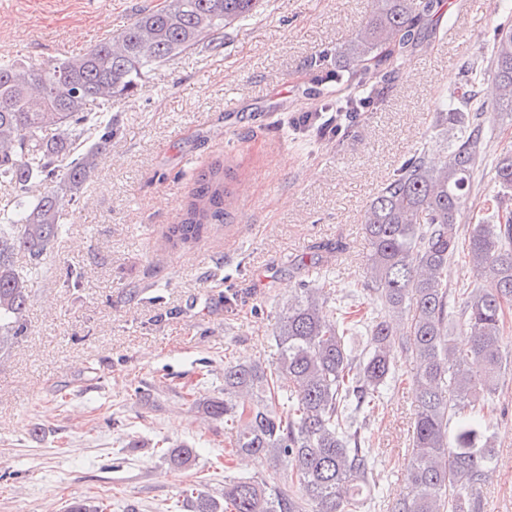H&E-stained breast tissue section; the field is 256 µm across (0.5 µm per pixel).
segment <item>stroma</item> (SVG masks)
I'll list each match as a JSON object with an SVG mask.
<instances>
[{"instance_id":"obj_1","label":"stroma","mask_w":512,"mask_h":512,"mask_svg":"<svg viewBox=\"0 0 512 512\" xmlns=\"http://www.w3.org/2000/svg\"><path fill=\"white\" fill-rule=\"evenodd\" d=\"M500 0H446L425 53L401 65L380 108L349 137L293 129L318 109L310 64L343 49L372 0H261L223 46L180 55L134 97L116 101L109 164H96L68 231L31 276L28 332L0 353V512H188L185 489L223 499L239 476L223 421L196 402L223 395L224 367L277 358L280 312L326 248L325 284L356 295L367 252L366 205L433 130L463 64L488 55ZM164 0H0V59L44 62L85 53ZM223 160L230 215L192 246L165 239L197 176ZM342 253H335L336 245ZM372 421L379 496L408 492L414 365ZM489 418L497 462L483 512H512V369ZM196 450L171 468L162 444Z\"/></svg>"}]
</instances>
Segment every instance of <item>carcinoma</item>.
<instances>
[{"label": "carcinoma", "instance_id": "1", "mask_svg": "<svg viewBox=\"0 0 512 512\" xmlns=\"http://www.w3.org/2000/svg\"><path fill=\"white\" fill-rule=\"evenodd\" d=\"M259 0H164L86 53L39 64L0 60V183L15 206L0 218V350L26 335L28 274L14 255L40 267L65 231V207L89 178L96 151L112 145V102L135 95L148 76L214 33L240 25ZM365 25L341 56L375 66L336 74L359 95L345 111L374 112L399 63L424 47V29L443 0H372ZM487 62L462 68L459 85L436 113L447 134L437 157L423 144L372 197L364 216L368 245L367 301L359 318L350 305L326 311L330 294L307 281L282 314L275 365L224 366V396L199 405L224 421L240 459L269 457L291 469L298 493L240 477L224 487L230 512H360L377 486L367 413L396 377V337H408L416 360V413L407 470L409 493L391 512H481L480 485L494 467L483 442L488 396L505 378L509 350L504 319L512 309V212L492 211L468 234L467 256L478 277L471 289L448 287L459 253L457 216L482 212L473 196L478 175H490L499 199L512 197V147L486 160L491 134L474 90L483 70L496 87L494 111L512 119V0H501ZM233 194L224 162L199 174L179 223L167 228L173 247L196 243L229 215ZM458 321L464 344L448 332ZM170 467H190L196 449H162ZM192 512H224L214 497L187 490Z\"/></svg>", "mask_w": 512, "mask_h": 512}]
</instances>
